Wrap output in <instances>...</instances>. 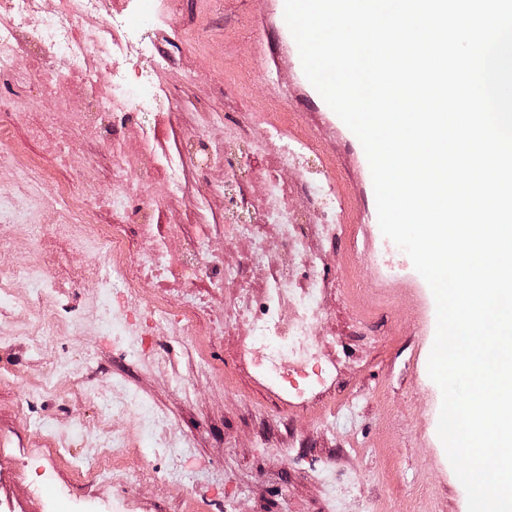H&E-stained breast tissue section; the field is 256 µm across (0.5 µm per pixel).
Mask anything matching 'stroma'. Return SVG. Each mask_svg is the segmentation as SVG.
Returning a JSON list of instances; mask_svg holds the SVG:
<instances>
[{
    "label": "stroma",
    "mask_w": 512,
    "mask_h": 512,
    "mask_svg": "<svg viewBox=\"0 0 512 512\" xmlns=\"http://www.w3.org/2000/svg\"><path fill=\"white\" fill-rule=\"evenodd\" d=\"M286 27L281 0H165L164 20L151 26L168 59L160 80L179 97L155 151L181 163L178 189L154 188V239L177 261L208 250L237 268L235 281L165 274L136 293L118 287L103 297L95 283L76 279L99 257L94 237L53 234L34 218L0 222V277L20 265L49 272L64 286L48 297V316L64 309L78 324L45 327L35 339L26 306L0 308V512H190L201 495L212 512H468L437 436L442 394L428 374L433 293L417 271L396 278L376 262L382 232L366 154L303 80ZM35 64L27 54L15 72L0 73V102L31 96L38 111H53L52 98L16 81ZM232 75L242 90L228 97ZM260 99L282 103L316 134L336 172L342 221L359 243L350 248L329 225L309 228L322 256L315 271L331 283L318 299L326 316L314 341L332 375L302 405L278 394L246 355L242 313L261 298L267 274L248 264V234L224 221L225 180L235 176L261 196L255 176L275 167V149L261 144L230 175L187 144L195 129L221 145L223 117ZM1 123L24 154L0 162V196L14 197L20 210L37 202L47 213L68 185L98 203L99 223H111V173L98 139L71 133L64 156L56 144L66 115L36 138L2 109ZM88 155L98 159L89 185L77 170ZM123 235L132 250L153 245L137 225H125ZM157 294L173 307H195L194 335H172L159 323L133 349L115 345L111 323L92 321L121 304L138 315ZM25 398L34 407L23 412ZM103 430L123 441L119 466L133 471L149 459L158 481L135 479L122 489L108 479L84 481L75 466L91 462Z\"/></svg>",
    "instance_id": "obj_1"
}]
</instances>
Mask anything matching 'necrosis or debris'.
<instances>
[{
	"instance_id": "obj_1",
	"label": "necrosis or debris",
	"mask_w": 512,
	"mask_h": 512,
	"mask_svg": "<svg viewBox=\"0 0 512 512\" xmlns=\"http://www.w3.org/2000/svg\"><path fill=\"white\" fill-rule=\"evenodd\" d=\"M99 15L103 23L85 30L81 21ZM145 21L116 12L112 0H65L62 9L50 12L44 0H0V71L13 70L25 42L39 46V69L33 73L44 93H51L60 82H81L90 95L87 109L71 115V124L78 130H93L105 143L112 157V182L117 189L108 205L112 210L111 224L96 221L97 208L86 198L73 194L62 198L60 210L48 221L50 229L61 226L65 216L78 215L87 228L93 230L109 256L106 269L85 268L83 277L95 279L100 291L118 283L128 289L140 287L147 279L165 267L174 268L181 276L211 270L208 262L192 266L173 265L163 248L131 252L122 238L123 225H138L141 234H149L150 211L156 209L154 198L143 196L141 185L151 182L164 171L163 161L149 168L141 167L135 154L127 147L123 134L134 119V111L143 106L158 114L173 112L177 100L172 92L157 81L156 74L166 64L165 56L154 53L146 37ZM276 137L282 142L284 165L302 167L303 175L288 182L273 172L261 174L272 203L264 210L266 223L279 227V242L285 260L270 269L269 284L259 306L246 310L245 317L257 331L260 343L252 349L258 371L271 377L281 392L302 397L323 380L319 364H290L291 355L306 351L308 338L318 309L311 299L298 295V281H305L310 290L327 287L328 282L317 275L301 276L302 260L311 251L302 223L288 205L291 196H300L306 210L317 214L320 223L336 221L332 202L335 176L324 165L310 166L318 149L313 137L305 132H290L283 125L268 120L261 112H246L224 126V145L214 153V159L231 169L238 165L244 151L254 142L256 131ZM294 299L296 312L292 319L282 318L285 299ZM119 446L102 440L90 466L83 475L87 481L108 476L113 483L123 484L132 475H146L149 466H139L136 473L112 466L111 460Z\"/></svg>"
}]
</instances>
